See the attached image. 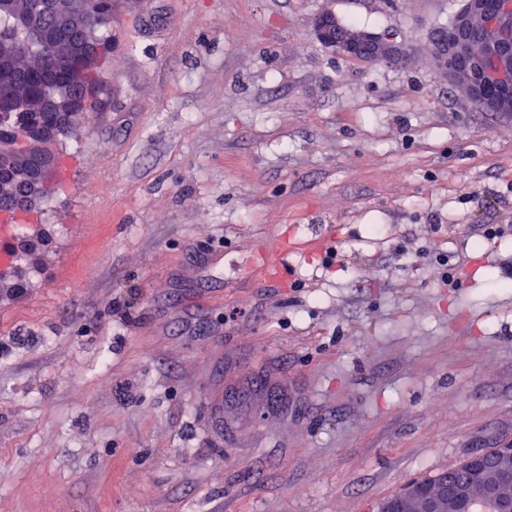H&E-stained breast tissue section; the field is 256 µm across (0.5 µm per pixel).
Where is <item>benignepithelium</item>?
I'll use <instances>...</instances> for the list:
<instances>
[{"instance_id": "benign-epithelium-1", "label": "benign epithelium", "mask_w": 512, "mask_h": 512, "mask_svg": "<svg viewBox=\"0 0 512 512\" xmlns=\"http://www.w3.org/2000/svg\"><path fill=\"white\" fill-rule=\"evenodd\" d=\"M105 18L101 9L77 14L60 12L55 0H43L25 23L40 41V76L46 85L38 104L51 115L49 124L9 146H0V183H15L14 191L0 196V214H31L40 208L44 193L58 168L52 146L73 127L71 115L96 100L99 82L95 73L101 48L83 37ZM318 39L353 57L374 61L402 55L389 39L340 25L328 13L316 22ZM24 45L0 54V108L28 112L11 79ZM435 53L450 79L462 86L469 98L486 112H512V0H467L452 26L437 36ZM420 499L424 512H512V471L497 469L492 458L477 455L454 468V476L442 472L428 488L408 484L387 498L377 512H407Z\"/></svg>"}]
</instances>
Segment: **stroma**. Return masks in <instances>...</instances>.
<instances>
[{"label":"stroma","mask_w":512,"mask_h":512,"mask_svg":"<svg viewBox=\"0 0 512 512\" xmlns=\"http://www.w3.org/2000/svg\"><path fill=\"white\" fill-rule=\"evenodd\" d=\"M463 3L114 0L0 281V512H376L512 444V113L437 62ZM315 33L322 43L353 57L380 61L403 54L402 49L390 39H381L363 30L341 26L336 18L328 13L317 20Z\"/></svg>","instance_id":"1"}]
</instances>
